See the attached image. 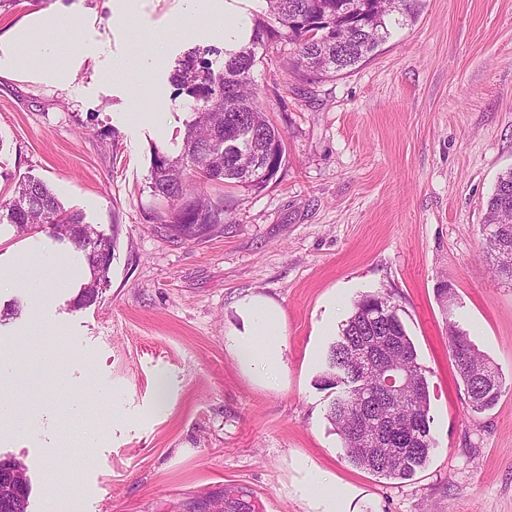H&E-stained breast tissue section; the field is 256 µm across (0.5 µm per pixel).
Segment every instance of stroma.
Instances as JSON below:
<instances>
[{"mask_svg":"<svg viewBox=\"0 0 512 512\" xmlns=\"http://www.w3.org/2000/svg\"><path fill=\"white\" fill-rule=\"evenodd\" d=\"M53 6L97 58L65 89L0 73V274L13 280L0 353L31 354L15 396L27 426L0 438V457L25 466L29 512H203L227 492L253 512H328L327 484L347 512H512V283L485 253L486 202L512 170V0H424L373 58L311 84L287 74L291 45L260 48L257 98L284 164L265 188H224L227 222L200 242L148 220L163 208L148 182L153 148L178 154L190 118L173 66L198 48L222 68L219 19L198 0H140L126 23L108 0H14L0 34ZM152 42L167 54L146 72L138 51ZM27 176L117 234L94 303L73 304L90 277L80 250L10 224L3 204ZM33 277L51 283L37 302ZM375 293L429 386L435 446L406 480L347 460L327 418L337 392L319 385L354 302ZM253 299L279 312L271 377L235 349ZM451 323L501 370L489 410L467 404ZM161 369L172 386L159 411Z\"/></svg>","mask_w":512,"mask_h":512,"instance_id":"35a3bbf8","label":"stroma"}]
</instances>
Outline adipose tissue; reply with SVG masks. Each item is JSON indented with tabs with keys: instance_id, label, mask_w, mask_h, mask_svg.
<instances>
[{
	"instance_id": "1",
	"label": "adipose tissue",
	"mask_w": 512,
	"mask_h": 512,
	"mask_svg": "<svg viewBox=\"0 0 512 512\" xmlns=\"http://www.w3.org/2000/svg\"><path fill=\"white\" fill-rule=\"evenodd\" d=\"M71 28V18L65 11L34 12L0 35V70L15 74L36 73L42 79L67 84L74 78L73 69L61 66L68 56L90 57L86 47H76L61 40L60 35ZM254 320L250 334L240 338L236 347L244 361L265 373L280 365V351L267 343L269 327L278 318L276 310L255 300L249 305Z\"/></svg>"
}]
</instances>
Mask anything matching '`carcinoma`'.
<instances>
[{
  "mask_svg": "<svg viewBox=\"0 0 512 512\" xmlns=\"http://www.w3.org/2000/svg\"><path fill=\"white\" fill-rule=\"evenodd\" d=\"M248 43L224 51V69L197 66V51L179 59L174 79L193 100L192 118L179 155L154 149L150 196L170 210L150 215L180 241L202 240L224 227V197H213L214 184L261 189L284 157L283 134L257 102L253 68L256 48L284 40L294 46L288 70L316 79L334 77L375 55L393 27L419 15L422 0H265ZM8 219L21 232L45 228L86 254L90 278L76 303L95 302L109 279L118 225L106 237L65 208L47 185L35 179L19 182L8 202ZM486 256L496 276L512 281V169L498 178L488 200ZM449 350L456 362L469 408L483 412L502 394L499 368L480 354L466 333L448 326ZM405 377L392 394L381 382V362ZM344 385L331 403L328 419L340 435L346 457L355 466L386 479H407L424 467L434 447L430 429L428 383L417 362L414 344L394 306L382 295L369 294L354 303L339 338L330 347L321 384ZM29 491L5 503L0 512H28ZM239 498L224 497L214 512H246Z\"/></svg>",
  "mask_w": 512,
  "mask_h": 512,
  "instance_id": "cac0c4a2",
  "label": "carcinoma"
}]
</instances>
